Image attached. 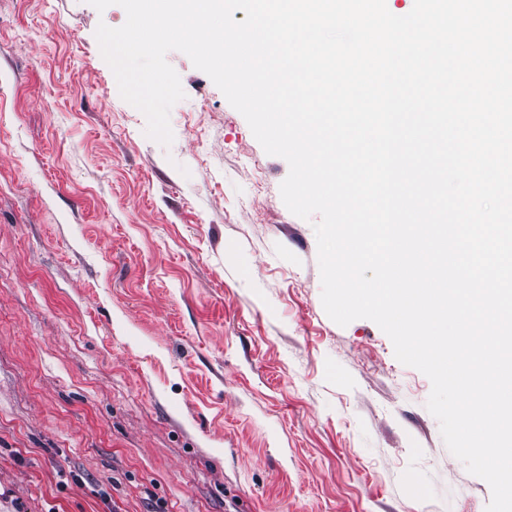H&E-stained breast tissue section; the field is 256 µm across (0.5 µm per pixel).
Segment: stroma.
Here are the masks:
<instances>
[{
	"instance_id": "stroma-1",
	"label": "stroma",
	"mask_w": 512,
	"mask_h": 512,
	"mask_svg": "<svg viewBox=\"0 0 512 512\" xmlns=\"http://www.w3.org/2000/svg\"><path fill=\"white\" fill-rule=\"evenodd\" d=\"M0 0V512H485L430 380L325 313L287 162L185 54L165 147L95 37Z\"/></svg>"
}]
</instances>
